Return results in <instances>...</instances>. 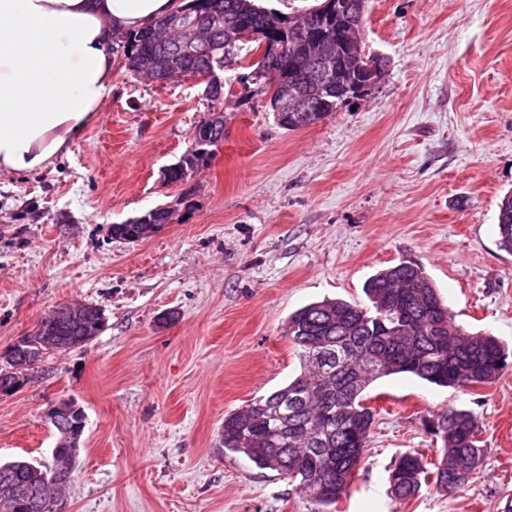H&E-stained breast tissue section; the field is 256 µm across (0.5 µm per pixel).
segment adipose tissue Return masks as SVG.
Segmentation results:
<instances>
[{
    "instance_id": "adipose-tissue-1",
    "label": "adipose tissue",
    "mask_w": 512,
    "mask_h": 512,
    "mask_svg": "<svg viewBox=\"0 0 512 512\" xmlns=\"http://www.w3.org/2000/svg\"><path fill=\"white\" fill-rule=\"evenodd\" d=\"M180 0H0V171L29 173L69 151L112 91L117 35Z\"/></svg>"
}]
</instances>
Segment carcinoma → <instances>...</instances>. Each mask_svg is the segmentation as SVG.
<instances>
[{"mask_svg": "<svg viewBox=\"0 0 512 512\" xmlns=\"http://www.w3.org/2000/svg\"><path fill=\"white\" fill-rule=\"evenodd\" d=\"M205 27L181 31L156 28L122 34L126 67L133 76L152 82L197 76L219 57L228 64L238 58L242 34H256L248 63L250 77L269 82V104L280 103V83L269 74L280 71L283 81L295 78L311 52L290 32L289 19L256 0H194ZM349 14L326 21L316 49L329 57L337 73L319 94L323 119L336 111V86L361 79L357 59L350 55L349 39L364 38L368 0H345ZM207 36V44L185 53L179 44ZM151 56L157 69L144 72L139 58ZM498 245L512 252V193L506 194L497 216ZM366 301L324 299L310 303L289 317L288 340L298 351L301 371L284 387L224 416V451L242 454L261 469L297 482V489L314 506L313 512H333L358 469L371 438L376 411L366 404L365 391L375 381L408 374L443 387L466 388L494 383L509 366L512 351L498 338L472 334L454 321L451 310L426 273L413 260H402L370 277L363 286ZM106 323L75 318L51 337V342L84 347L105 329ZM432 432L442 442L441 455L427 460L405 454L390 470L392 495L406 500L424 485L452 495L479 465L482 456L480 426L475 415L448 409L432 421ZM75 459L67 446L47 465L24 458L9 462L8 479L0 478V505L18 512L19 490L39 495L61 490L47 483L55 470H73Z\"/></svg>", "mask_w": 512, "mask_h": 512, "instance_id": "obj_1", "label": "carcinoma"}]
</instances>
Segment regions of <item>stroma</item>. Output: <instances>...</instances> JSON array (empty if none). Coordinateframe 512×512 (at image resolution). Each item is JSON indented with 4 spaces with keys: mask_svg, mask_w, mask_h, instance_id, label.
Instances as JSON below:
<instances>
[{
    "mask_svg": "<svg viewBox=\"0 0 512 512\" xmlns=\"http://www.w3.org/2000/svg\"><path fill=\"white\" fill-rule=\"evenodd\" d=\"M381 82L315 125L280 127L261 85L224 69L213 101L187 76L138 80L114 47L112 92L69 155L0 173V354L77 302L103 309L92 343L48 354L0 392V462H50L49 407L87 420L55 512H310L294 481L220 444L224 416L295 377L298 308L364 301L378 270L421 263L466 330L512 346V254L497 214L512 191V0H369ZM224 142L184 183L162 173L215 113ZM160 205L152 236L115 224ZM337 512H503L512 501V368L466 390L391 376ZM473 411L484 441L468 482L390 494L393 462L433 459L429 422Z\"/></svg>",
    "mask_w": 512,
    "mask_h": 512,
    "instance_id": "1",
    "label": "stroma"
}]
</instances>
